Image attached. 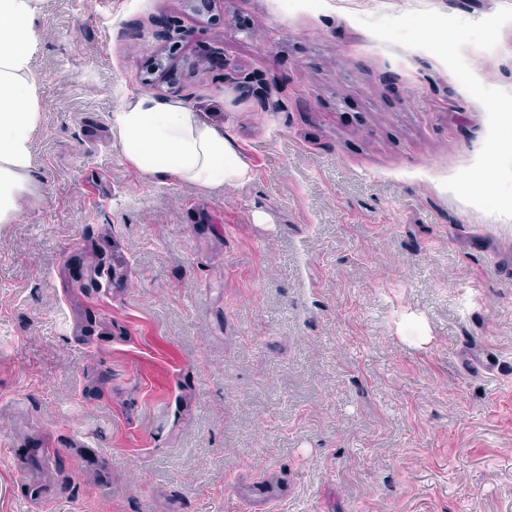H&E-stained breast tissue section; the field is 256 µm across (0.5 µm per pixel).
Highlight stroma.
Returning <instances> with one entry per match:
<instances>
[{"instance_id": "stroma-1", "label": "stroma", "mask_w": 512, "mask_h": 512, "mask_svg": "<svg viewBox=\"0 0 512 512\" xmlns=\"http://www.w3.org/2000/svg\"><path fill=\"white\" fill-rule=\"evenodd\" d=\"M505 6L45 0L0 224V512H512V218L443 185L487 115L358 22ZM463 55L512 92V23ZM143 97L222 130L250 180L127 164L111 114Z\"/></svg>"}]
</instances>
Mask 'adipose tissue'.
<instances>
[{
  "mask_svg": "<svg viewBox=\"0 0 512 512\" xmlns=\"http://www.w3.org/2000/svg\"><path fill=\"white\" fill-rule=\"evenodd\" d=\"M44 0H0V224L11 223L32 169L40 118L34 18ZM125 160L142 172L200 188L242 183L250 170L223 131L178 102L140 100L111 117Z\"/></svg>",
  "mask_w": 512,
  "mask_h": 512,
  "instance_id": "adipose-tissue-1",
  "label": "adipose tissue"
}]
</instances>
